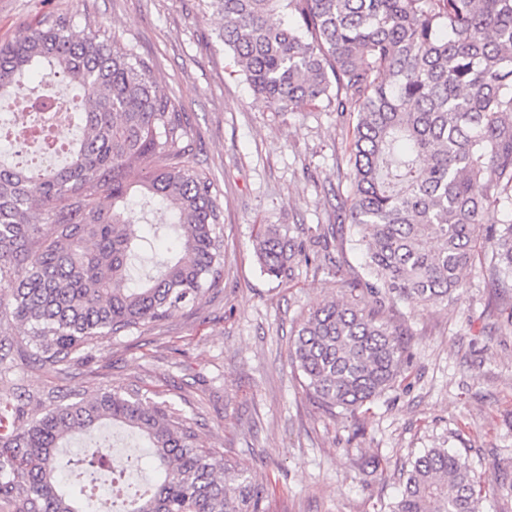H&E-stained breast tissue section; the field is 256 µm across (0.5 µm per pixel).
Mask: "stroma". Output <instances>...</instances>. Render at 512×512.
Listing matches in <instances>:
<instances>
[{"label": "stroma", "instance_id": "obj_1", "mask_svg": "<svg viewBox=\"0 0 512 512\" xmlns=\"http://www.w3.org/2000/svg\"><path fill=\"white\" fill-rule=\"evenodd\" d=\"M47 14L70 16L79 34L106 26L171 93L187 121L185 160L221 193L224 286L62 371L35 364L17 346L27 327L2 318L0 397L18 399L32 422L79 390L140 389L179 410L204 447L264 474L263 512H387L426 448L512 480V288H487L480 268L452 304H385L408 334V363L369 408L325 413L291 361L302 316L364 275L343 208L349 123L335 102L270 109L199 0H0V45ZM264 225L304 242L323 236L330 262L268 277L253 250Z\"/></svg>", "mask_w": 512, "mask_h": 512}]
</instances>
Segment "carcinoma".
<instances>
[{
  "mask_svg": "<svg viewBox=\"0 0 512 512\" xmlns=\"http://www.w3.org/2000/svg\"><path fill=\"white\" fill-rule=\"evenodd\" d=\"M218 37L254 93L279 111L356 116L346 220L367 246L366 290L378 298L448 303L480 264L487 287L512 280V219L483 226L486 202L512 200V0H205ZM40 70L70 85L82 136L63 166L0 161V313L30 327L25 350L62 365L98 342L165 320L224 287L223 207L183 156L187 124L149 61L99 29L73 34L47 15L0 46V102ZM171 211L180 252L137 286L143 258L130 191ZM111 200L105 206L101 198ZM262 271L281 280L319 252L276 227L256 237ZM404 333L356 299L300 322L291 360L330 414L355 410L404 374ZM128 427L157 463L152 488L125 512H263L259 476L201 446L171 404L138 389H100L27 422L0 398V507L94 512L93 494L57 477L59 448L89 439V465L112 468L94 437ZM483 481L446 448L413 456L388 512H479Z\"/></svg>",
  "mask_w": 512,
  "mask_h": 512,
  "instance_id": "obj_1",
  "label": "carcinoma"
}]
</instances>
